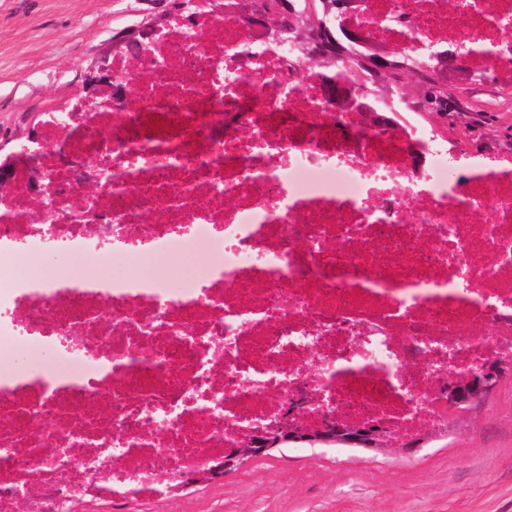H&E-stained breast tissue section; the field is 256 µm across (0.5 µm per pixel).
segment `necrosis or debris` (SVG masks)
<instances>
[{
  "instance_id": "4bbe7bcc",
  "label": "necrosis or debris",
  "mask_w": 512,
  "mask_h": 512,
  "mask_svg": "<svg viewBox=\"0 0 512 512\" xmlns=\"http://www.w3.org/2000/svg\"><path fill=\"white\" fill-rule=\"evenodd\" d=\"M265 3L114 55L111 105L46 114L0 195V334L50 354L34 379L0 376V512L165 497L288 417L438 432L443 382L512 362V159L410 120L360 130L324 101L322 68L264 38ZM337 24L424 77L421 46L461 35L460 65L512 87V0H359ZM198 250L204 269L171 282ZM44 253L117 272L108 288L14 277Z\"/></svg>"
}]
</instances>
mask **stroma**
<instances>
[{
    "label": "stroma",
    "mask_w": 512,
    "mask_h": 512,
    "mask_svg": "<svg viewBox=\"0 0 512 512\" xmlns=\"http://www.w3.org/2000/svg\"><path fill=\"white\" fill-rule=\"evenodd\" d=\"M173 0H0V155L45 113L80 95L92 58L117 35L157 20ZM426 125L460 135L465 149L512 153V90L459 83ZM121 512H512V373L435 440L414 451L291 444L218 482L170 499L131 501Z\"/></svg>",
    "instance_id": "stroma-1"
}]
</instances>
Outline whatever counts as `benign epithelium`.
<instances>
[{
	"label": "benign epithelium",
	"instance_id": "1",
	"mask_svg": "<svg viewBox=\"0 0 512 512\" xmlns=\"http://www.w3.org/2000/svg\"><path fill=\"white\" fill-rule=\"evenodd\" d=\"M320 4L323 15L331 14L340 18L351 14L356 0H320ZM288 14L292 17V23L286 31L268 21L265 22L268 38L276 43L291 44L302 55L321 62L326 68L335 67L336 60L341 59L343 68L354 77L350 84L332 80L325 84L324 95L331 105L346 112L358 113V123L365 129L396 128L394 117L398 116V113L395 112L389 117L370 102L358 100V97L364 92L370 93L377 101L388 108L391 107L393 92L380 84L371 88L368 81L370 76L378 72L391 71L400 52L388 44L376 41L367 30L358 27L344 30L345 38L360 47L358 52L349 54L340 44L325 49L316 34L321 23L316 13L307 10L297 12L292 8ZM122 47L121 42L114 44L99 54L86 70L83 81L84 95L81 96L83 105L99 104L100 87L111 79L110 57L120 52ZM432 60L447 72L454 73L456 78L469 79L468 74L458 63V49L450 48L434 54ZM510 369L512 363L509 361H493L481 366L474 373L448 381L443 386V394L446 395L449 418H455L473 404L488 397ZM435 437V432L422 430L410 441L396 442L375 425L343 427L331 423L313 433L303 434L287 421L274 429L243 439L238 447L230 449L224 455L221 462L209 470L197 472L186 478L183 486L207 484L219 476L236 472L250 461L267 456L290 441H304L311 445L361 447L365 451L387 453L395 449L412 450L432 441Z\"/></svg>",
	"mask_w": 512,
	"mask_h": 512
}]
</instances>
